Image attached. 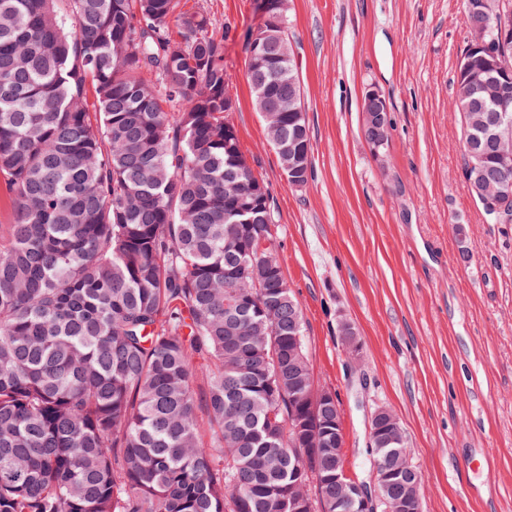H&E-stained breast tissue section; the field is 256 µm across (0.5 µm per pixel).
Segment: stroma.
Segmentation results:
<instances>
[{
  "label": "stroma",
  "instance_id": "obj_1",
  "mask_svg": "<svg viewBox=\"0 0 512 512\" xmlns=\"http://www.w3.org/2000/svg\"><path fill=\"white\" fill-rule=\"evenodd\" d=\"M189 3L239 31L224 44L230 118L276 201L280 263L315 380L340 401L348 469L369 476L368 417L384 406L425 480L423 512H512V224L487 223L463 187V0H288L312 144L301 189L253 107L242 33L255 0ZM370 88L390 111L377 153L361 133Z\"/></svg>",
  "mask_w": 512,
  "mask_h": 512
}]
</instances>
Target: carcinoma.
<instances>
[{"instance_id":"1","label":"carcinoma","mask_w":512,"mask_h":512,"mask_svg":"<svg viewBox=\"0 0 512 512\" xmlns=\"http://www.w3.org/2000/svg\"><path fill=\"white\" fill-rule=\"evenodd\" d=\"M229 33L185 0H0V512H288L301 477L288 402L270 423L257 347L273 337L284 385L315 380L292 363L305 322L266 246L274 197L237 210L259 178L235 128L224 134ZM251 36L267 138L283 166L274 138L305 145L308 178L306 113L266 120L303 94L291 45ZM481 56L458 60L457 113ZM486 116L461 127L464 171ZM500 142L477 144L490 192L512 183V127ZM243 266L272 272L264 288L225 279ZM235 349L254 354L250 371ZM374 450L407 452L400 423ZM336 461L321 446L304 467L314 477Z\"/></svg>"}]
</instances>
